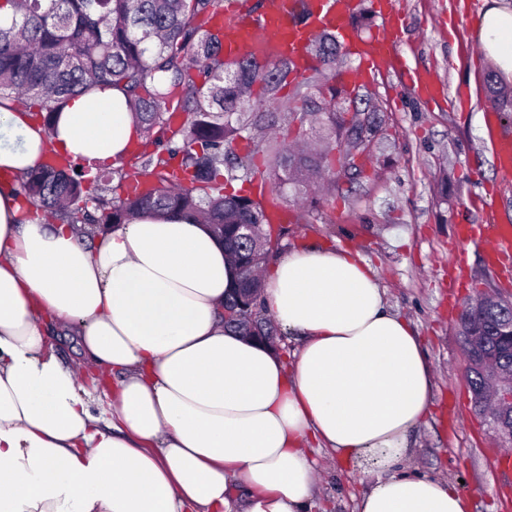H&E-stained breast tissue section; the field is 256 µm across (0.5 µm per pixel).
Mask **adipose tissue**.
I'll use <instances>...</instances> for the list:
<instances>
[{"label":"adipose tissue","instance_id":"obj_1","mask_svg":"<svg viewBox=\"0 0 512 512\" xmlns=\"http://www.w3.org/2000/svg\"><path fill=\"white\" fill-rule=\"evenodd\" d=\"M471 38L512 82V0H484ZM141 139L114 87L48 127L0 102V512H312L314 448L376 458L357 512H467L455 484L403 467L433 375L357 252L296 248L265 275L267 308L300 339L286 359L225 329L239 273L196 218L143 214L92 240L24 219L17 179L47 151L110 167ZM51 323L77 366L46 349ZM83 371L116 377L99 409Z\"/></svg>","mask_w":512,"mask_h":512}]
</instances>
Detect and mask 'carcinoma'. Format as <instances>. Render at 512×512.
Returning <instances> with one entry per match:
<instances>
[{
	"mask_svg": "<svg viewBox=\"0 0 512 512\" xmlns=\"http://www.w3.org/2000/svg\"><path fill=\"white\" fill-rule=\"evenodd\" d=\"M218 12L217 0H0V100L41 116L48 127L73 95L101 86L124 91L144 134L171 131L168 158L136 155L154 183L144 192L109 198L113 177L128 178L122 171L87 170L77 179L68 164L44 163L20 183L29 213L50 214L89 233L143 211L194 214L222 237L240 271L238 287L224 300L230 312L224 325L242 331L241 319L257 308L264 332L276 334L280 329L260 294L261 271L274 254L267 239L288 235V227L269 218L268 208L281 202L274 195L259 202L233 183L252 182L254 159L261 153L266 166L261 192L269 181L304 199L311 180L324 178L323 190L330 194L336 169L350 182L364 176L373 153L360 147L363 124L381 128L385 115L380 105L353 97L336 81V37L323 33L312 41L309 52L317 66L301 78L287 58L250 56L227 64L221 34L211 27ZM292 80V101L285 106L280 92ZM255 86V104L245 111L243 91ZM488 100L512 120V97L501 93L492 75ZM173 110L187 113L176 130ZM291 112L312 116L327 128V138L347 146L317 150L278 142L272 133ZM179 171L191 187L181 183ZM238 224L252 225L255 235H240ZM510 322L512 307L495 306L473 324L480 350L509 371L512 348L501 329Z\"/></svg>",
	"mask_w": 512,
	"mask_h": 512,
	"instance_id": "obj_1",
	"label": "carcinoma"
}]
</instances>
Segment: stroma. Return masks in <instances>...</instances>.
<instances>
[{
	"label": "stroma",
	"mask_w": 512,
	"mask_h": 512,
	"mask_svg": "<svg viewBox=\"0 0 512 512\" xmlns=\"http://www.w3.org/2000/svg\"><path fill=\"white\" fill-rule=\"evenodd\" d=\"M482 0H397L403 26L395 58L360 81L385 108L387 141L374 175L339 178L334 204L292 207L281 253L349 247L373 267L393 311L422 337L435 387L431 416L412 438L408 470L459 483L469 512H512V462L472 412L467 361L457 332L463 301L480 287L512 283V259L486 265L481 249L456 243L460 224L512 223V180L503 181L484 133L492 68L466 44ZM429 71L436 99L418 97L415 70ZM496 198L494 212L478 200ZM372 471L321 461L315 512H356Z\"/></svg>",
	"instance_id": "obj_1"
}]
</instances>
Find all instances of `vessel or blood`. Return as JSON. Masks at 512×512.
Here are the masks:
<instances>
[{
    "mask_svg": "<svg viewBox=\"0 0 512 512\" xmlns=\"http://www.w3.org/2000/svg\"><path fill=\"white\" fill-rule=\"evenodd\" d=\"M359 6L360 0H263L256 13L236 4L228 6L215 17L213 26L224 33V58L228 61L251 54L269 60L285 57L292 60L297 72L304 73L314 65L308 54L312 34L327 31L339 35L369 73L375 74L395 55L402 15L394 0H373L383 30L363 37L353 25ZM485 123L498 171L503 177H512V132L501 128L496 113H487ZM456 234L462 243L480 245L489 260L512 254L510 223L460 224Z\"/></svg>",
    "mask_w": 512,
    "mask_h": 512,
    "instance_id": "1",
    "label": "vessel or blood"
}]
</instances>
